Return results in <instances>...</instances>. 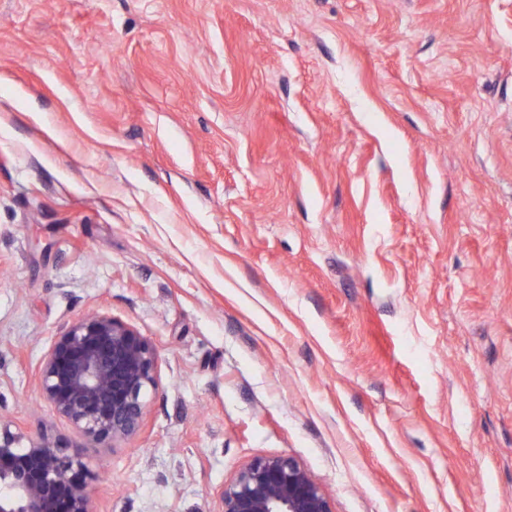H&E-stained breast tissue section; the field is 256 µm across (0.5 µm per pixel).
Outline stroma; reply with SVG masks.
Instances as JSON below:
<instances>
[{
	"mask_svg": "<svg viewBox=\"0 0 512 512\" xmlns=\"http://www.w3.org/2000/svg\"><path fill=\"white\" fill-rule=\"evenodd\" d=\"M150 339L120 447L42 398ZM0 423L97 512H216L259 456L334 512H512V0H0ZM157 367L156 349L133 325L91 314L55 337L40 365V392L86 439L116 447L140 431Z\"/></svg>",
	"mask_w": 512,
	"mask_h": 512,
	"instance_id": "obj_1",
	"label": "stroma"
}]
</instances>
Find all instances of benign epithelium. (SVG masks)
<instances>
[{"instance_id":"7a95c632","label":"benign epithelium","mask_w":512,"mask_h":512,"mask_svg":"<svg viewBox=\"0 0 512 512\" xmlns=\"http://www.w3.org/2000/svg\"><path fill=\"white\" fill-rule=\"evenodd\" d=\"M157 367L156 349L133 325L91 314L55 337L40 365V392L86 439L116 446L140 431ZM22 440L0 426V512H97L77 449L45 436ZM217 512L334 510L298 460L274 455L252 459L225 482Z\"/></svg>"}]
</instances>
